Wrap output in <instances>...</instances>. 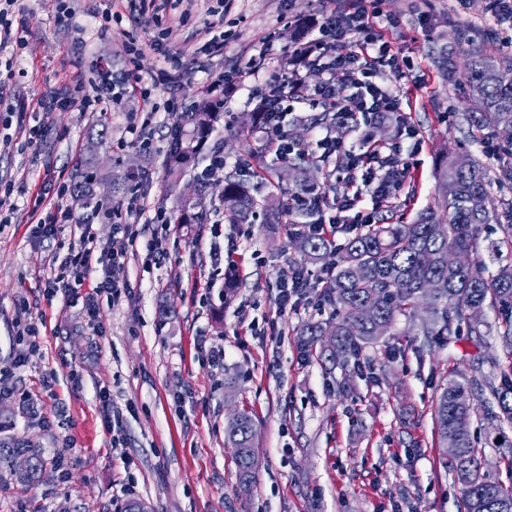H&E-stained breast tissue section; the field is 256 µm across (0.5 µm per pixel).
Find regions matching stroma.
Returning a JSON list of instances; mask_svg holds the SVG:
<instances>
[{
    "instance_id": "obj_1",
    "label": "stroma",
    "mask_w": 512,
    "mask_h": 512,
    "mask_svg": "<svg viewBox=\"0 0 512 512\" xmlns=\"http://www.w3.org/2000/svg\"><path fill=\"white\" fill-rule=\"evenodd\" d=\"M73 17L57 21L58 0H21L12 18L25 43L0 53V82L11 95L0 104V192L17 205L0 223V412L1 433L29 442L48 466L43 480L17 482L0 464V512H122V485L149 512H459L460 491L435 446L432 405L449 369H469L477 359L501 357L499 338L461 335L437 344L419 325L399 318L390 334L364 348L359 366L307 360L295 332L310 321H329L333 306L301 300L279 313L271 286L303 259L290 243V227L257 219L243 226L225 221L220 196L224 171L211 172L207 155L171 170L167 137L169 102L193 108L222 67L246 65L267 45L289 48L294 29L278 20L319 14L320 0H233L224 27L236 39L223 59L208 60L207 0L190 11L172 7L161 15L131 14L128 0H72ZM400 23L383 33L415 64L391 76L406 105L404 116L418 131L415 165L394 191L391 203L405 221L436 203L434 168L443 147L470 154L490 171L512 158L488 153L499 139L471 138L464 120L469 86L460 68L471 51L512 57V31L497 27L486 0H387ZM161 33L167 49L184 50L179 91L157 83L169 68L161 53L145 50L137 64L123 51L127 36ZM112 71L137 67L152 97L122 91L104 110L68 102L73 88L92 78L97 65ZM249 90L228 99L214 125L229 165L250 163L256 134L244 125ZM58 98L54 111L37 102ZM153 112L156 148L119 144L125 126ZM41 136L30 142L29 130ZM98 152L107 181L91 204L65 195L72 216L53 238L37 237L27 200L46 169L59 183L89 149ZM153 182L145 218L166 211L173 223L163 239L160 265L144 270L139 255L128 256L120 278L126 295L119 304L99 299L86 312L82 294L48 293L46 260L58 244L77 239L80 225L100 243H111V213L119 209L144 174ZM205 186L212 204L205 223H177L181 196ZM239 245L237 272L225 283L211 247L227 238ZM30 317L40 329L36 349H22L18 323ZM277 319L278 339L259 337ZM224 352L214 367L202 350ZM237 378L235 388L225 375ZM121 414L123 444L112 442L103 419L100 391ZM31 402H22V392ZM255 422L260 468L250 491H241L233 449L225 439L234 412ZM62 461L56 470L54 461Z\"/></svg>"
}]
</instances>
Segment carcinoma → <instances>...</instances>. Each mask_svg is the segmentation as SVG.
I'll list each match as a JSON object with an SVG mask.
<instances>
[{
  "label": "carcinoma",
  "instance_id": "cac0c4a2",
  "mask_svg": "<svg viewBox=\"0 0 512 512\" xmlns=\"http://www.w3.org/2000/svg\"><path fill=\"white\" fill-rule=\"evenodd\" d=\"M465 71L481 94L471 99L467 120L478 131L503 133L512 130V58H499L481 51L467 56ZM217 113L201 103L181 117V124L192 126L191 137L180 139L168 148L170 168L179 169L194 158L212 133ZM291 166L297 173L296 186L309 187L312 171L330 179L329 162L315 154L299 153ZM98 174L94 159L85 157L73 174L72 191L88 198L94 195ZM439 207L419 213L410 223L394 221L393 207L380 214L378 222L348 238L333 276L324 286L329 302L336 307L335 342L332 348L320 347L323 326L308 322L298 329V345L306 359L317 358L332 364L359 362L362 350L380 339L377 324L391 329L401 316L414 317L420 301H429L427 317L421 320L423 335L439 343L466 332L478 338L491 332L501 340L504 357L492 360V371L481 366L471 372L457 371L441 388L432 407L438 447L448 439L457 442L458 454L450 462L460 485V512H512V441L505 428H512V209L498 211L491 194L492 178L482 163L471 157L445 151L435 168ZM279 191L277 204L265 211V223L285 220V196ZM224 216L233 224H247L253 216L255 199L248 186L229 175L224 178L221 195ZM205 202L179 205V224L203 223ZM505 223L507 237L482 245V231L490 223ZM295 249L308 261L323 260L332 253L331 243L309 235L296 224L290 232ZM467 252L487 275L474 281L463 271L448 269V251ZM487 252L488 258L482 257ZM432 280L443 282L436 294L425 286ZM372 303L375 317L366 319L363 305ZM479 306L495 314L494 324L472 322L468 311ZM476 418L485 431L480 441L470 431L456 430L459 416ZM255 424L246 412L228 421L227 442L235 448L236 477L240 483L256 482L259 459L254 442ZM495 443L502 449L501 463L508 481L479 471V445ZM19 457L31 461L25 484L38 483L45 462L32 446L11 437H0V460L8 463Z\"/></svg>",
  "mask_w": 512,
  "mask_h": 512
}]
</instances>
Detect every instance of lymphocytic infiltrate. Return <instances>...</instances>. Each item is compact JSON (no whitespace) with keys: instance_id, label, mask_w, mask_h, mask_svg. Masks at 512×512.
I'll list each match as a JSON object with an SVG mask.
<instances>
[{"instance_id":"obj_1","label":"lymphocytic infiltrate","mask_w":512,"mask_h":512,"mask_svg":"<svg viewBox=\"0 0 512 512\" xmlns=\"http://www.w3.org/2000/svg\"><path fill=\"white\" fill-rule=\"evenodd\" d=\"M318 16L306 24L307 42L302 48L286 55L282 65L273 69L264 82L252 85L249 95L261 112V140L277 159L287 160L294 152L288 138L284 120L287 113L297 106L314 108L331 107L344 116L355 114L380 121L402 109L399 92L388 84L391 74H403L411 69L413 61L386 40L383 26H396L395 16L385 12L384 0H347L337 6L336 0H322ZM315 66L324 73L323 81L306 95L297 96L292 88L298 83L303 68ZM129 77L114 74L105 67H98L97 80L90 86H78L72 94V104L86 109L101 107L115 89L128 85ZM411 125H403L397 140L384 147L370 144L348 146L330 135H318L315 145L319 151L336 160L334 178L346 185V193L326 200L314 190L306 189L290 195L286 207L290 213L321 205H328V220L307 225L309 234L335 239L339 228L353 233L370 224L375 217L362 207L363 191H370L378 206H387L390 192L375 168L376 157H385L394 169L397 179H405L411 168L410 158L404 153L407 140L416 138ZM363 183V190H356V183ZM144 194L137 191L127 198L125 223L115 225L114 236L120 241L119 249L112 252L113 266H120L127 255L137 253L138 241L143 235L140 222L143 214ZM102 246L89 230H82L77 241L70 243L66 255L50 276L54 285L65 290L85 288L87 307H95L99 296L120 302L124 292L116 276L106 274L93 286H86L85 278L100 261Z\"/></svg>"}]
</instances>
